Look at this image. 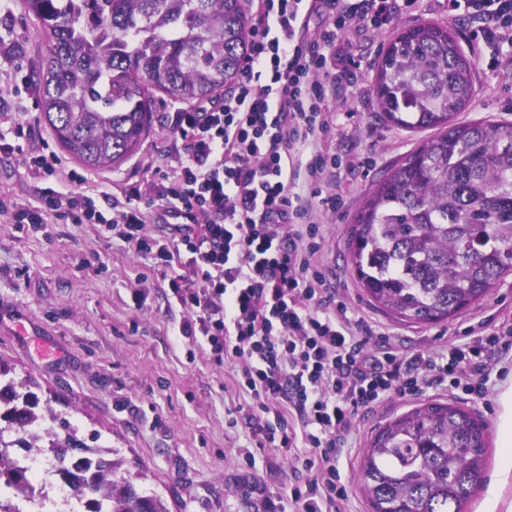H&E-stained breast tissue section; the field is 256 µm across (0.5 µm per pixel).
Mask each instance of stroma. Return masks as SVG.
Here are the masks:
<instances>
[{"label":"stroma","mask_w":512,"mask_h":512,"mask_svg":"<svg viewBox=\"0 0 512 512\" xmlns=\"http://www.w3.org/2000/svg\"><path fill=\"white\" fill-rule=\"evenodd\" d=\"M421 21L449 24L461 48H468L476 23L466 10L449 12L446 0H420L381 30H353L345 41L360 62L353 91L327 101L337 125L325 138L332 152L366 158L365 169H336L330 181L343 207L321 218L324 240L319 259L332 286L345 296L350 315L385 334L407 355L463 337L467 329L493 331L512 325V275L487 297L437 324L394 319L367 297L349 261V228L374 183L430 136L405 130L379 117L375 64L402 29ZM48 42L21 0H0V124L7 143L19 152L0 153V190L19 203L38 205L36 182L26 155L49 135L35 75ZM475 97L466 121L512 124V55L495 67L475 59ZM173 101L156 99L151 133L119 168L83 170L79 191L96 192L110 183L114 194L160 179L164 158L181 148L171 127ZM182 310L151 258L139 255L96 224L49 221L41 228L16 229L0 223V369L35 393L52 415L61 416L82 438H95L120 463L139 492L156 495L167 512H291V450L261 448L248 423L253 401L238 386L235 362L214 360L207 347L173 336ZM512 373L492 377L486 399L459 396L488 431L486 484L467 512H506L512 482L501 505L488 508L506 449L498 444V395ZM417 399L391 398L360 412L336 466L348 490L346 512H370L358 481L363 452L379 426L415 406Z\"/></svg>","instance_id":"obj_1"}]
</instances>
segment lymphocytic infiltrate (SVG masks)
I'll use <instances>...</instances> for the list:
<instances>
[{"label":"lymphocytic infiltrate","instance_id":"obj_1","mask_svg":"<svg viewBox=\"0 0 512 512\" xmlns=\"http://www.w3.org/2000/svg\"><path fill=\"white\" fill-rule=\"evenodd\" d=\"M394 0H257L248 54L234 88L210 108L174 112L182 142L160 182L124 196L72 191L79 175L53 152L28 158L42 182L41 203L0 197V221L41 226L47 216L98 224L149 256L182 309L178 333L204 337L214 359L239 365L238 385L267 421L261 447L289 445L294 419L310 453L293 512H336L345 488L336 459L360 410L429 389L486 398L494 368L512 353V333L464 341L406 357L368 347L372 331L349 315L316 255L322 230L314 210L338 211L326 190L340 156L319 142L332 125L328 92L353 87L357 66L344 44L356 27L394 20ZM479 21L472 46L512 49V0H448ZM326 10L314 39L305 18ZM165 221L158 239L151 215Z\"/></svg>","mask_w":512,"mask_h":512}]
</instances>
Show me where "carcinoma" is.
Returning <instances> with one entry per match:
<instances>
[{
    "mask_svg": "<svg viewBox=\"0 0 512 512\" xmlns=\"http://www.w3.org/2000/svg\"><path fill=\"white\" fill-rule=\"evenodd\" d=\"M49 49L37 75L58 143L90 170L118 168L150 132L154 94L185 104L232 84L251 24L245 0H24ZM473 62L448 26L423 22L383 50L374 88L382 116L431 129L375 184L350 231V262L377 306L399 320L437 323L487 296L512 274V125L459 122L474 97ZM38 401L0 385V435L17 448L52 438L59 457L89 446L69 421L44 428ZM0 444V481L30 487ZM488 434L469 411L430 400L371 438L360 479L371 512H466L484 481ZM93 497L91 512H165L100 456L68 471Z\"/></svg>",
    "mask_w": 512,
    "mask_h": 512,
    "instance_id": "obj_1",
    "label": "carcinoma"
}]
</instances>
